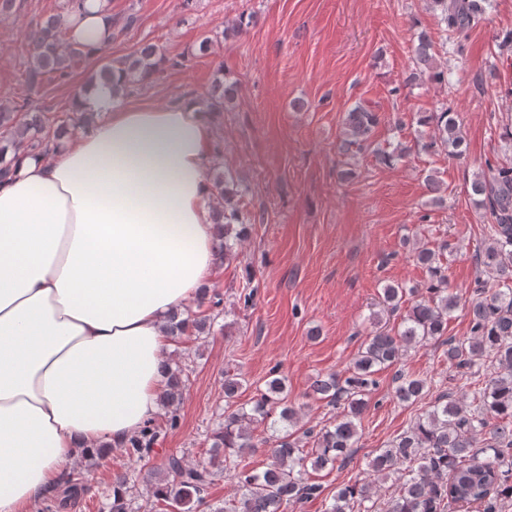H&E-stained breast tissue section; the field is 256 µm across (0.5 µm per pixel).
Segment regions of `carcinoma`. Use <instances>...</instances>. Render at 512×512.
Returning <instances> with one entry per match:
<instances>
[{
    "instance_id": "cac0c4a2",
    "label": "carcinoma",
    "mask_w": 512,
    "mask_h": 512,
    "mask_svg": "<svg viewBox=\"0 0 512 512\" xmlns=\"http://www.w3.org/2000/svg\"><path fill=\"white\" fill-rule=\"evenodd\" d=\"M440 11L439 24L448 36L460 35L486 19L491 0H431ZM83 0H68L67 15H54L37 23L33 41L29 78L32 82L55 74L65 76L75 60L88 55L83 45L73 42L62 49L60 36L69 28L67 17L77 13ZM415 68L405 80L415 85L422 78L448 84V70L436 62L434 43L425 33L418 36L414 50ZM165 58L157 46L142 47L136 57L109 62L92 75L83 90L99 85L112 86L117 96L134 91L136 82L156 73ZM234 83L216 75L203 99V111L222 112L234 99ZM94 120L90 112H73L52 122L45 113L30 108L24 115L0 104V129L10 135L16 149L35 156H45L50 145L71 127L87 128ZM433 128L427 149L442 148L450 156L463 154L464 136L448 110L433 112L422 119ZM379 117L369 107L357 103L344 119L346 148L370 146V136ZM215 248L222 258L236 255L246 236V217L237 203L244 189L226 171L213 178ZM477 204L488 210L494 223L488 225V245L479 255L480 265L492 275L477 280L475 297L470 303L471 337L464 341L443 340L448 317L458 307L457 297L448 289V277L436 251L423 247L417 260L429 277V297L411 299L414 289L399 284L383 288L382 305L386 313L402 312L396 329L381 326L370 332L361 344L346 376L331 373L316 378L313 396L329 406L343 407L342 415L318 431L297 429V412L283 404L285 385L274 377L246 408L235 404L244 378L229 370L224 372V412L222 421L210 435V448L197 463L189 464L183 456L172 453L160 467L153 496L156 501L187 512L203 508L205 512H283V507L301 503L321 494V485L311 481L310 471L335 468L351 456L360 438L361 417L367 408L366 396L376 386L375 372L396 362L402 351L429 341L448 345V362L458 368L463 386L475 404L465 410L461 402L442 394L409 429L381 448L369 462L371 470L385 478L405 467L394 496L384 503V512H448L454 505L475 507L478 512H505L512 504V164L489 167L488 173L471 184ZM206 318L192 319L183 313L169 317L168 334L177 337L192 329L199 336L210 330ZM490 357L497 371L487 377L475 370L476 360ZM188 375L178 366L170 373L163 403L169 410L165 426L152 422L130 438L126 454L138 460L154 451L164 429L178 426L176 404ZM431 388V381L401 373L396 378L395 397L414 402ZM264 423L268 436L263 443L272 445V463L263 471L238 469L237 458L254 450L251 425ZM488 431L483 445L476 436ZM312 440L305 450L303 439ZM484 459H479V455ZM231 471L236 480L234 499L224 503L207 500L208 488L218 475ZM139 476L125 472L115 478L112 498L102 503L101 512H140L134 490ZM55 508H65L76 499L83 486L69 478ZM372 498L370 484L345 485L332 497L327 512H374L365 506Z\"/></svg>"
}]
</instances>
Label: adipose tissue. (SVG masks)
<instances>
[{
    "label": "adipose tissue",
    "instance_id": "1",
    "mask_svg": "<svg viewBox=\"0 0 512 512\" xmlns=\"http://www.w3.org/2000/svg\"><path fill=\"white\" fill-rule=\"evenodd\" d=\"M107 0L71 37L100 51ZM77 110L92 127L0 185V512H32L74 459L161 410L168 317L217 274L212 128L197 102Z\"/></svg>",
    "mask_w": 512,
    "mask_h": 512
}]
</instances>
